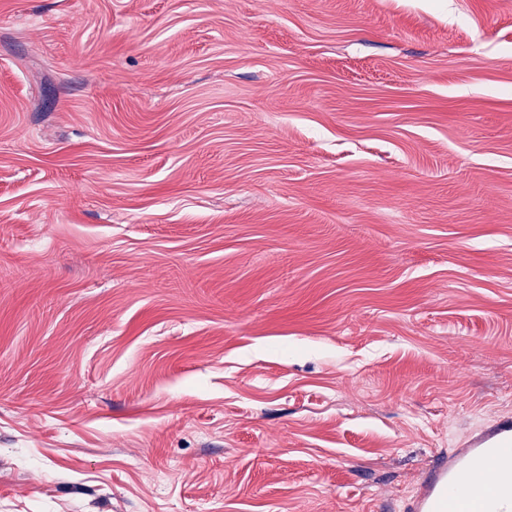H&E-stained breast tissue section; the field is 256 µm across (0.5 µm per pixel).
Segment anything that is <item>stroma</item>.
Masks as SVG:
<instances>
[{
	"mask_svg": "<svg viewBox=\"0 0 512 512\" xmlns=\"http://www.w3.org/2000/svg\"><path fill=\"white\" fill-rule=\"evenodd\" d=\"M512 417V0H0V512H399Z\"/></svg>",
	"mask_w": 512,
	"mask_h": 512,
	"instance_id": "35a3bbf8",
	"label": "stroma"
}]
</instances>
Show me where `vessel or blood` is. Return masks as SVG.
Returning <instances> with one entry per match:
<instances>
[{"instance_id": "obj_1", "label": "vessel or blood", "mask_w": 512, "mask_h": 512, "mask_svg": "<svg viewBox=\"0 0 512 512\" xmlns=\"http://www.w3.org/2000/svg\"><path fill=\"white\" fill-rule=\"evenodd\" d=\"M402 512H512V420L442 454Z\"/></svg>"}]
</instances>
